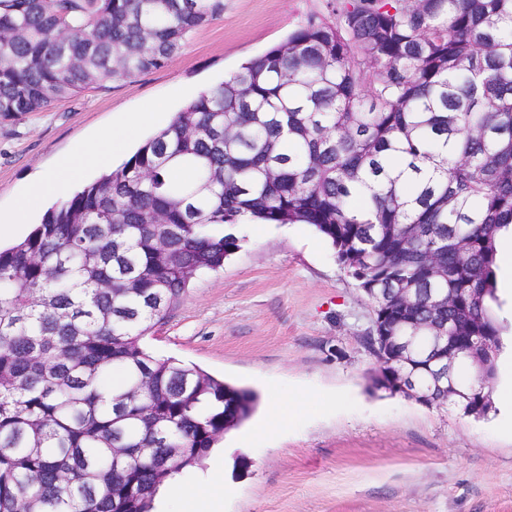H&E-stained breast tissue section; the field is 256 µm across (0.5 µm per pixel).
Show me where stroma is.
<instances>
[{
  "label": "stroma",
  "instance_id": "stroma-1",
  "mask_svg": "<svg viewBox=\"0 0 512 512\" xmlns=\"http://www.w3.org/2000/svg\"><path fill=\"white\" fill-rule=\"evenodd\" d=\"M335 0H224L162 68L112 79L46 112L0 119V210H10L58 159L128 113L162 102L142 137L201 92L283 41ZM242 249L200 274L144 338L156 355L271 396H301L288 426L245 440L226 433L204 468L219 467L220 512H512V431L498 410L475 418L374 390L365 343L374 305L305 224L250 222Z\"/></svg>",
  "mask_w": 512,
  "mask_h": 512
}]
</instances>
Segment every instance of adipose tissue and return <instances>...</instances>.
Instances as JSON below:
<instances>
[{"label": "adipose tissue", "instance_id": "1", "mask_svg": "<svg viewBox=\"0 0 512 512\" xmlns=\"http://www.w3.org/2000/svg\"><path fill=\"white\" fill-rule=\"evenodd\" d=\"M164 109V104L159 103L147 112L128 113L121 124L102 130L91 149L61 159L54 170L29 187L11 211L0 212V239L12 235L38 203L49 198H66L82 171L90 167L109 166L113 157L123 154L155 114ZM220 483V476L211 470L199 474L191 486L184 485L179 478L174 477L159 488L157 496L161 499L185 498L194 505L195 512H208L210 493Z\"/></svg>", "mask_w": 512, "mask_h": 512}]
</instances>
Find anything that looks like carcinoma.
Listing matches in <instances>:
<instances>
[{
    "mask_svg": "<svg viewBox=\"0 0 512 512\" xmlns=\"http://www.w3.org/2000/svg\"><path fill=\"white\" fill-rule=\"evenodd\" d=\"M224 0H0V118L157 69ZM0 248V512H153L258 394L142 344L245 216L306 224L390 336L498 344L512 228V0H337ZM182 166L190 182L173 177ZM403 286L405 307L384 289ZM410 345L386 378L419 368ZM123 386L104 385L107 371ZM477 391L464 406L485 416ZM116 448L128 455L117 456Z\"/></svg>",
    "mask_w": 512,
    "mask_h": 512,
    "instance_id": "carcinoma-1",
    "label": "carcinoma"
}]
</instances>
